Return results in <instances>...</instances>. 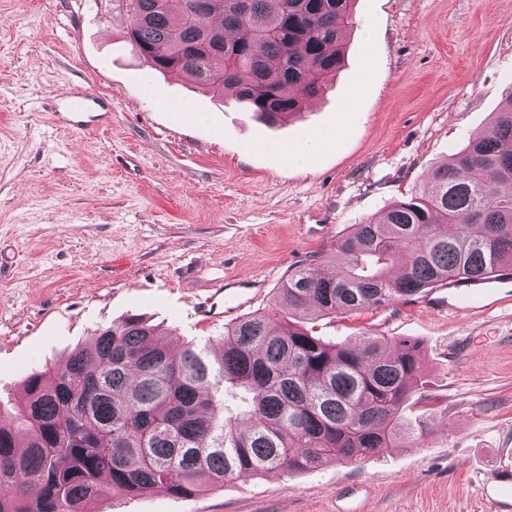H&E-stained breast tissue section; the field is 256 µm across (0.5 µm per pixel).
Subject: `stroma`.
I'll return each mask as SVG.
<instances>
[{"label": "stroma", "mask_w": 512, "mask_h": 512, "mask_svg": "<svg viewBox=\"0 0 512 512\" xmlns=\"http://www.w3.org/2000/svg\"><path fill=\"white\" fill-rule=\"evenodd\" d=\"M355 17L324 96L273 126L193 78L149 72L120 0H0L1 410L31 373L130 314L207 345L235 319L198 315L216 284L263 280L245 312L287 313L289 273L490 129L512 93V0H356ZM80 90L111 101L109 122L52 124L54 102ZM313 132L328 140L310 163L278 153ZM303 324L337 344L417 342L424 384L405 416L422 437L356 467L121 495L96 512H512L493 480L512 469V304L440 310L424 293Z\"/></svg>", "instance_id": "35a3bbf8"}]
</instances>
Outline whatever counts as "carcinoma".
<instances>
[{"label":"carcinoma","instance_id":"obj_1","mask_svg":"<svg viewBox=\"0 0 512 512\" xmlns=\"http://www.w3.org/2000/svg\"><path fill=\"white\" fill-rule=\"evenodd\" d=\"M129 0L132 50L189 73L214 97L284 122L340 67L356 0ZM428 189L347 226L331 259L278 293L298 315L362 310L443 279L512 268V91L490 130L428 174ZM423 385L418 344L363 334L336 345L255 311L224 325L220 350L170 349L140 315L100 327L62 364L31 374L0 410V512H91L109 495L192 497L271 471L353 466L418 437L403 416ZM27 433L20 445L14 431Z\"/></svg>","mask_w":512,"mask_h":512}]
</instances>
